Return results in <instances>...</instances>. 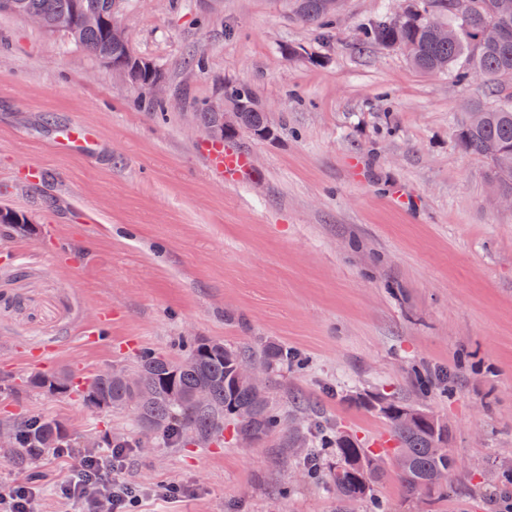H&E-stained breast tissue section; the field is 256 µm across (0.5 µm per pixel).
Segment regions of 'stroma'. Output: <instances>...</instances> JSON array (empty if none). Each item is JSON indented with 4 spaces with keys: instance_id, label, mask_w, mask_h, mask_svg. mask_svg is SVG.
<instances>
[{
    "instance_id": "1",
    "label": "stroma",
    "mask_w": 512,
    "mask_h": 512,
    "mask_svg": "<svg viewBox=\"0 0 512 512\" xmlns=\"http://www.w3.org/2000/svg\"><path fill=\"white\" fill-rule=\"evenodd\" d=\"M380 2L346 0L323 34L290 0H127L133 52L168 90L161 112L65 31L0 14V208L31 228L0 236V373L82 378L177 354L183 336L281 343L302 360L270 386L284 415L306 406L386 455V422L357 397L447 423L453 498L407 501L387 474L377 494L396 512H497L490 491L512 469V209L455 136L489 99L359 47ZM238 83L274 133L226 135L253 168L228 186L207 166L202 111H231ZM74 125L95 129L93 152L59 151ZM29 409L126 442L119 477L143 490L138 512H367L297 480L278 436L245 448L228 428L205 448L146 450L128 411L0 394V418ZM75 466L49 456L30 473L35 512H75L57 492Z\"/></svg>"
}]
</instances>
